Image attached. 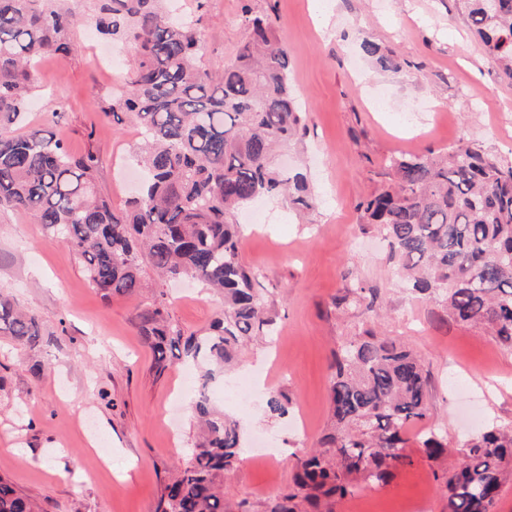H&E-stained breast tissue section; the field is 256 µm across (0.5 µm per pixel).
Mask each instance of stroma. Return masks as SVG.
<instances>
[{
    "mask_svg": "<svg viewBox=\"0 0 512 512\" xmlns=\"http://www.w3.org/2000/svg\"><path fill=\"white\" fill-rule=\"evenodd\" d=\"M198 13L201 61L220 71L247 30L243 5L276 23L288 50L290 82L304 114L297 142L276 166L307 172L317 207L296 213L287 199L264 198L237 216L243 263L263 275L276 331L244 347L235 373L272 368L264 395L288 394V415L262 399L248 411L222 394L217 408L244 424V441L272 435L288 456L270 462L241 452L224 476V512H265L285 490L297 456L315 446L329 419L328 363L350 338L372 333L409 345L429 377L421 429L445 437L450 452L428 460L421 429L411 430L410 463L384 485H366L334 512H448L438 474L456 467L457 446L478 429L512 425V349L453 322L441 303L409 293L387 241L357 204L382 184L384 160L400 153L438 154L471 141L512 164V79L505 77L467 25L463 0H181ZM378 43L395 65L360 55L359 37ZM79 48L38 66L45 84L28 112L31 125L54 130L71 153L94 150L98 189L123 206L137 188L133 122L104 116L100 102L133 61L113 65L112 44L87 28ZM387 104L376 110L378 90ZM64 96L61 116L51 95ZM375 289L376 305L348 299ZM166 307L186 332L204 334L221 299L185 280L166 285ZM0 297L34 315L41 336L21 345L0 336V476L39 501L44 512H154L163 482L187 456L197 432L191 411L195 371L174 360L156 375L138 333L137 314L152 295L103 298L71 248L32 215L0 209Z\"/></svg>",
    "mask_w": 512,
    "mask_h": 512,
    "instance_id": "1",
    "label": "stroma"
}]
</instances>
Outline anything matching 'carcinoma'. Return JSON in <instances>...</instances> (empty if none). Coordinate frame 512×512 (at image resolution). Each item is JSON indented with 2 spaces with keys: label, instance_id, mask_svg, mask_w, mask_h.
<instances>
[{
  "label": "carcinoma",
  "instance_id": "1",
  "mask_svg": "<svg viewBox=\"0 0 512 512\" xmlns=\"http://www.w3.org/2000/svg\"><path fill=\"white\" fill-rule=\"evenodd\" d=\"M89 2L79 12L69 0H0V207L29 211L66 241L105 298L140 294L147 267L160 284L191 278L224 293L208 336L185 335L159 299L138 323L157 374L178 354L201 367L191 402L200 429L189 458L164 483L157 512H224V472L239 460L242 424L212 406L211 384L243 343L275 324L262 274L240 261L235 213L285 192L297 211L317 204L304 173L270 164L303 124L288 52L246 6L247 39L217 73L201 63L198 20L170 9L169 0ZM464 2L471 29L512 78V0ZM85 27L111 37L117 51L135 53L123 90L105 109L108 117L130 116L140 134L145 176L122 210L98 192L96 155L76 157L41 128L14 131L40 60L71 54V36ZM360 48L389 67L370 39L361 38ZM385 167L388 181L359 208L388 240L409 288L512 348V165L464 144L441 157L391 155ZM0 334L32 344L38 323L0 298ZM328 370V432L297 458L291 484L267 512H334L336 500L410 462L408 430L429 412V379L413 351L389 337L359 336L332 352ZM289 407L281 393L266 400L278 416ZM421 444L434 461L448 451L432 429ZM444 478L448 512H495L512 480V427L467 439L459 466ZM0 512L41 507L0 476Z\"/></svg>",
  "mask_w": 512,
  "mask_h": 512
}]
</instances>
